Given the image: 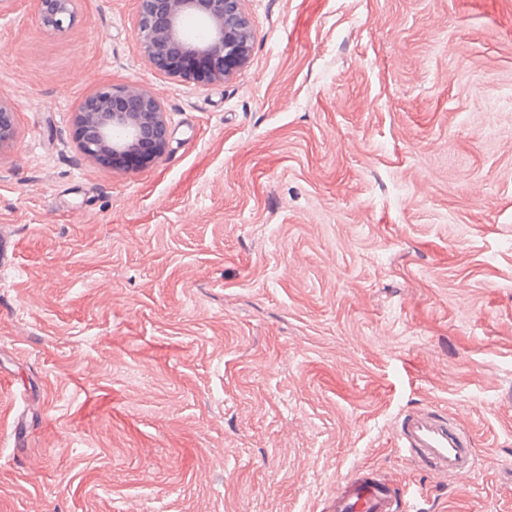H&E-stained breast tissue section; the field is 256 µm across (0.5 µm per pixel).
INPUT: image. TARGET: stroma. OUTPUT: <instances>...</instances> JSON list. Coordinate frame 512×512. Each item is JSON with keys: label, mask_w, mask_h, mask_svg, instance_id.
Masks as SVG:
<instances>
[{"label": "stroma", "mask_w": 512, "mask_h": 512, "mask_svg": "<svg viewBox=\"0 0 512 512\" xmlns=\"http://www.w3.org/2000/svg\"><path fill=\"white\" fill-rule=\"evenodd\" d=\"M248 63L155 73L135 0L0 12V512H327L368 467L412 512H512V0H247ZM171 135L83 156L104 84ZM484 465L404 460L400 417ZM82 0H38L41 24L52 31H63L76 20ZM168 136L162 100L137 84L101 86L81 101L76 112L79 151L95 161L127 163L118 168L137 170L159 162L166 153ZM17 130L15 108L0 98V146L12 140ZM397 446L418 466L450 479H467L475 472V452L466 432L433 412L406 413L399 421Z\"/></svg>", "instance_id": "1"}]
</instances>
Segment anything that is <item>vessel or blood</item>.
I'll use <instances>...</instances> for the list:
<instances>
[{"mask_svg":"<svg viewBox=\"0 0 512 512\" xmlns=\"http://www.w3.org/2000/svg\"><path fill=\"white\" fill-rule=\"evenodd\" d=\"M397 446L418 466L463 480L475 472L476 458L466 432L426 411L406 413L399 422ZM328 512H404L391 484L370 470L357 468L341 481Z\"/></svg>","mask_w":512,"mask_h":512,"instance_id":"b4317fda","label":"vessel or blood"}]
</instances>
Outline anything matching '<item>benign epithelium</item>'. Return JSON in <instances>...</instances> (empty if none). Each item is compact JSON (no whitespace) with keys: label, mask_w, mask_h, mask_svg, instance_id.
<instances>
[{"label":"benign epithelium","mask_w":512,"mask_h":512,"mask_svg":"<svg viewBox=\"0 0 512 512\" xmlns=\"http://www.w3.org/2000/svg\"><path fill=\"white\" fill-rule=\"evenodd\" d=\"M82 0H37L41 24L63 31ZM134 36L150 68L195 83H222L250 57L255 31L246 0H136ZM17 130L15 108L0 99V147ZM162 100L137 84H109L86 96L76 112L79 151L95 161L137 170L159 162L168 146Z\"/></svg>","instance_id":"1"}]
</instances>
